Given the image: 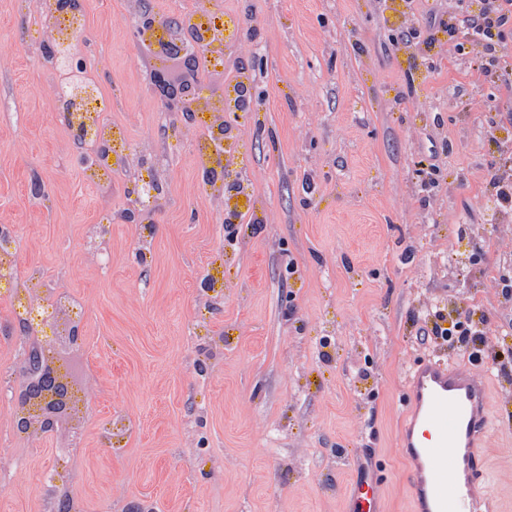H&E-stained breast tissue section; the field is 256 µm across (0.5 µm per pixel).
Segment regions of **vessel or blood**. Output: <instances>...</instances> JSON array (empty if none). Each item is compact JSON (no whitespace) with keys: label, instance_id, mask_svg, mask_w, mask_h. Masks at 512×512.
<instances>
[{"label":"vessel or blood","instance_id":"1","mask_svg":"<svg viewBox=\"0 0 512 512\" xmlns=\"http://www.w3.org/2000/svg\"><path fill=\"white\" fill-rule=\"evenodd\" d=\"M406 385L408 423L399 446L411 463L412 512H472L474 501L488 495L479 479L492 431L487 380L472 368L426 359ZM379 484L375 473L353 483L354 512H379Z\"/></svg>","mask_w":512,"mask_h":512}]
</instances>
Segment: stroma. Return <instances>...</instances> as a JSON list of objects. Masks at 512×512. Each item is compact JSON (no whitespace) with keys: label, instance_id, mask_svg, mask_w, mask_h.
Masks as SVG:
<instances>
[{"label":"stroma","instance_id":"stroma-1","mask_svg":"<svg viewBox=\"0 0 512 512\" xmlns=\"http://www.w3.org/2000/svg\"><path fill=\"white\" fill-rule=\"evenodd\" d=\"M83 4L78 50L108 120L128 150L162 140L171 115L145 91L126 0ZM40 7L0 0V224L19 230L21 275L81 300L85 345L68 366L86 391L73 454L61 437L19 438L0 393V512H40L54 467L86 512H349L348 488L375 467L382 512H411L404 374L462 357L418 340L434 306L486 333L472 364L491 384L484 475L496 512H512V224L486 208L512 99L471 43L401 39L448 0H224L226 25L247 11L257 23L210 87L224 95L245 72L261 98L236 124L251 193L229 201L232 241L189 144L164 149L149 239L119 217L126 176L84 181L53 108ZM94 224L109 227L103 244ZM209 274L222 294L203 292ZM117 414L133 427L111 439Z\"/></svg>","mask_w":512,"mask_h":512}]
</instances>
